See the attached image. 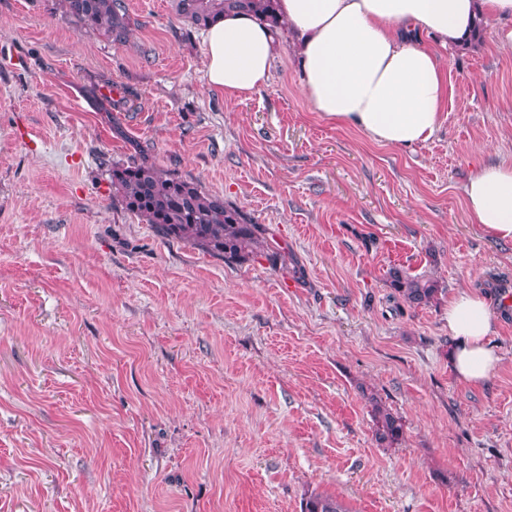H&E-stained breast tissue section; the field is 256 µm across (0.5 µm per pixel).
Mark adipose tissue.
Masks as SVG:
<instances>
[{
    "instance_id": "1",
    "label": "adipose tissue",
    "mask_w": 512,
    "mask_h": 512,
    "mask_svg": "<svg viewBox=\"0 0 512 512\" xmlns=\"http://www.w3.org/2000/svg\"><path fill=\"white\" fill-rule=\"evenodd\" d=\"M300 37L303 90L313 111L353 124L374 141L409 147L428 141L442 120L447 84L439 57L414 44L419 32L444 43L468 37L477 13L512 18V0H280ZM275 51L267 22L230 13L205 36V79L225 102L267 85ZM472 223L512 240V163L480 167L465 187ZM494 322L484 297L460 290L448 303L451 362L467 385L487 384L499 358L489 344Z\"/></svg>"
}]
</instances>
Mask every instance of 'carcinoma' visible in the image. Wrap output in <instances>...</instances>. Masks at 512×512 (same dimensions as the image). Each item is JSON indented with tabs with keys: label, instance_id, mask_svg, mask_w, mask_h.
Wrapping results in <instances>:
<instances>
[{
	"label": "carcinoma",
	"instance_id": "cac0c4a2",
	"mask_svg": "<svg viewBox=\"0 0 512 512\" xmlns=\"http://www.w3.org/2000/svg\"><path fill=\"white\" fill-rule=\"evenodd\" d=\"M278 0H175L176 14L203 29L231 12L252 13L273 28L282 25ZM64 12L82 25L115 42H124L129 21L124 0H61ZM112 187L130 213L152 225L164 239L183 242L227 261L265 257L272 265L288 269L287 252L271 245L267 229L250 215L207 193L191 180L167 173L146 162L112 167ZM392 295L409 307L438 300L444 292L432 276L412 275L392 266L386 273ZM374 439L382 448H394L404 437L402 418L376 397L369 398ZM302 512H349L337 498L315 491L303 499Z\"/></svg>",
	"mask_w": 512,
	"mask_h": 512
}]
</instances>
